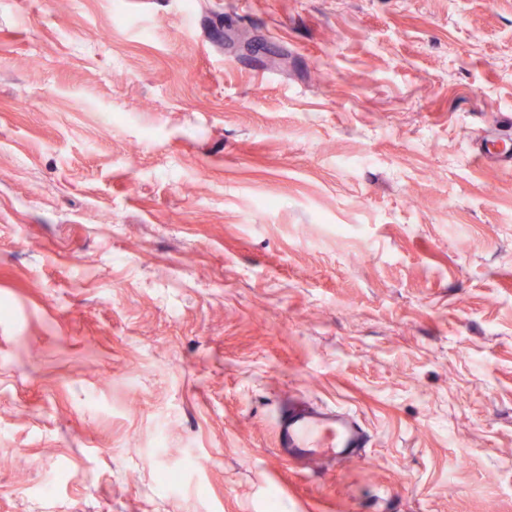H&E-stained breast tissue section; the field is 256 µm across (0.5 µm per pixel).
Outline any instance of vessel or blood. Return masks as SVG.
<instances>
[{
	"label": "vessel or blood",
	"instance_id": "b4317fda",
	"mask_svg": "<svg viewBox=\"0 0 512 512\" xmlns=\"http://www.w3.org/2000/svg\"><path fill=\"white\" fill-rule=\"evenodd\" d=\"M482 161L512 166V144L487 137L476 150ZM276 446L288 458H323L338 463L359 456L366 433L358 420L344 409L291 402L279 409Z\"/></svg>",
	"mask_w": 512,
	"mask_h": 512
}]
</instances>
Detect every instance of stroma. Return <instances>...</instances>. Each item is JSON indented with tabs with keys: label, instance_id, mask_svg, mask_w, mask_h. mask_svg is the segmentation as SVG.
Listing matches in <instances>:
<instances>
[{
	"label": "stroma",
	"instance_id": "1",
	"mask_svg": "<svg viewBox=\"0 0 512 512\" xmlns=\"http://www.w3.org/2000/svg\"><path fill=\"white\" fill-rule=\"evenodd\" d=\"M509 113L512 0H0V512H512ZM491 135L487 137L476 150V158L481 161H495L501 166H512V147L508 142L498 141ZM492 146V150L489 148ZM276 447L287 458H323L336 463L359 457L366 433L342 408L289 402L279 409Z\"/></svg>",
	"mask_w": 512,
	"mask_h": 512
}]
</instances>
